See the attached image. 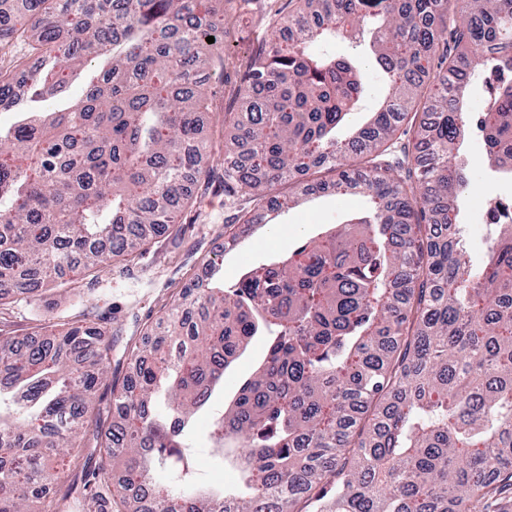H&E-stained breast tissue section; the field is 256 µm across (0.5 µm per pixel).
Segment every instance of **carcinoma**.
Masks as SVG:
<instances>
[{
    "label": "carcinoma",
    "instance_id": "1",
    "mask_svg": "<svg viewBox=\"0 0 512 512\" xmlns=\"http://www.w3.org/2000/svg\"><path fill=\"white\" fill-rule=\"evenodd\" d=\"M32 2L0 30V51L24 41L48 68L0 69L1 109L61 93L89 59L112 61L70 109L31 106L0 130V297L66 293L64 276L135 253L196 202L212 165L195 74L224 63V22L186 24L197 0ZM300 2L288 15L300 35L272 36L242 104L224 113L235 129L224 194L259 205L325 166L336 192L372 208L229 288H185L110 386L105 416L94 406L112 356L106 326L0 336V512H69L106 499L115 477L124 512H294L310 497L314 512H474L490 487L512 493V223L496 225L478 267L461 236H437L473 188L452 165L471 129L490 166L512 174V0ZM336 40L371 53L388 80L341 140L366 74L354 57L317 51ZM479 74L493 79L475 112ZM350 145L364 167L345 163ZM259 332L265 359L210 435L216 449L246 448L239 486L198 489L185 469L191 421ZM99 447L106 465L49 498L47 459ZM160 466L180 483L157 486L146 509L129 490Z\"/></svg>",
    "mask_w": 512,
    "mask_h": 512
}]
</instances>
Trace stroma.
<instances>
[{
    "label": "stroma",
    "instance_id": "stroma-1",
    "mask_svg": "<svg viewBox=\"0 0 512 512\" xmlns=\"http://www.w3.org/2000/svg\"><path fill=\"white\" fill-rule=\"evenodd\" d=\"M295 8L294 0H255L249 11L225 21L229 35L224 39V68L212 71L208 79L215 97L210 112L203 116L207 140L224 137V112L239 105L242 70L259 53L270 30ZM483 154L482 144L472 138L461 156L477 192L512 193L511 180L489 176ZM213 166L210 179L196 191L195 207L183 210L177 223L155 233L135 257L73 280L67 294L48 291L0 300V335L26 339L48 322L71 325L86 318L103 319L112 333L109 376L123 379L128 353L141 345L146 327L170 311L192 276H204L208 260L220 262L225 285H232L247 266L290 255L301 238L334 230L367 205L359 196L307 193L308 185L332 181V173L320 170L309 178L276 186L273 196L295 198V205L265 210L261 223L246 227L237 223L236 211L224 195L223 155H215ZM265 351V336H253L226 371L223 387L214 390L206 412L198 417L191 440L198 479L235 486L236 469L209 447L206 436L213 415L231 404L240 385L255 374Z\"/></svg>",
    "mask_w": 512,
    "mask_h": 512
}]
</instances>
